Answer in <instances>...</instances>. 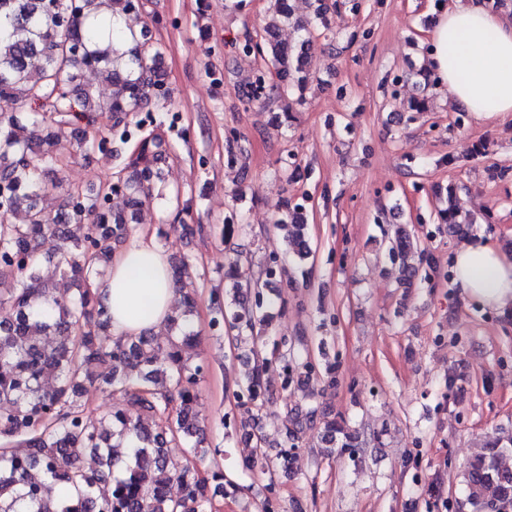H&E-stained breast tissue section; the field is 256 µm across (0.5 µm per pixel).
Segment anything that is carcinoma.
Instances as JSON below:
<instances>
[{
    "label": "carcinoma",
    "mask_w": 512,
    "mask_h": 512,
    "mask_svg": "<svg viewBox=\"0 0 512 512\" xmlns=\"http://www.w3.org/2000/svg\"><path fill=\"white\" fill-rule=\"evenodd\" d=\"M312 13L295 15L292 0H274L280 21L299 33L285 45L278 26H265L259 41L245 40L243 50L255 53L272 68V82L259 76L244 83L247 102L285 97L306 82L310 68L306 33L312 24L336 38L331 14L342 4L310 0ZM140 12L138 0H0V96L17 101L43 99L58 115L110 112V135L129 138L126 117L168 95L162 51L148 31L112 26L111 41L101 44L102 26L89 25L92 16L126 17ZM86 71L105 74L111 86L108 99L82 81ZM63 121L51 126L32 116L0 113V512H210L216 497L224 496V473L205 478L197 465L219 449L207 447V437L195 408L198 383L205 367L194 361L197 336L191 326L194 297L183 292L192 266L173 267L179 301L169 318L174 332L165 359L154 338L120 336L105 344L107 310L94 294L112 255V244L131 232L134 215L154 199H179L167 186L161 168V142L142 138L127 154L116 182L108 190L72 192L62 188L58 157L53 147ZM125 199V208L106 206L110 195ZM21 212L24 222L9 216ZM446 224H467L448 190V207L440 210ZM277 225L288 228V248L301 260L312 254L301 209L286 201ZM54 271L76 278L71 295L57 292L52 277L43 274L39 255L46 243ZM405 280L418 278L420 269L408 261L410 233L399 226L390 241ZM224 278L233 281V307L217 305L211 326H227L243 339L264 320L263 303L250 302L251 289L261 280L241 284L232 262ZM98 383L121 395L99 422L85 416L80 398L86 386ZM248 399L261 405L266 398L263 367L244 373ZM317 432L326 448L362 447L360 434L316 408L294 409L289 419L292 438ZM119 437L130 445V462L117 470ZM255 439V460L274 475L288 469V451L269 457L262 437ZM24 451L18 452L16 446ZM184 448L186 461L173 462L170 448ZM512 447V436L487 437L485 452L467 467L466 498L475 512L493 506L512 509V469L500 463L501 451ZM95 457L87 469L83 457ZM177 494H172V485Z\"/></svg>",
    "instance_id": "1"
}]
</instances>
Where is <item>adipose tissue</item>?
<instances>
[{
  "mask_svg": "<svg viewBox=\"0 0 512 512\" xmlns=\"http://www.w3.org/2000/svg\"><path fill=\"white\" fill-rule=\"evenodd\" d=\"M427 61L454 104L476 120L512 112V14L484 0H450L429 33ZM452 269L464 297L496 311L512 307V259L496 243L470 240L456 250ZM96 292L112 314L116 336L159 328L174 312L170 262L142 234L115 250Z\"/></svg>",
  "mask_w": 512,
  "mask_h": 512,
  "instance_id": "obj_1",
  "label": "adipose tissue"
}]
</instances>
